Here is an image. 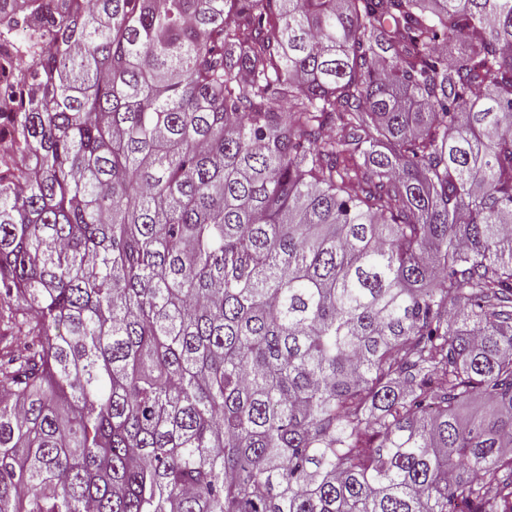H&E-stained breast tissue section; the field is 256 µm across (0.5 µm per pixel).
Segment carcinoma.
Wrapping results in <instances>:
<instances>
[{
  "mask_svg": "<svg viewBox=\"0 0 512 512\" xmlns=\"http://www.w3.org/2000/svg\"><path fill=\"white\" fill-rule=\"evenodd\" d=\"M28 15L0 512H512V0Z\"/></svg>",
  "mask_w": 512,
  "mask_h": 512,
  "instance_id": "cac0c4a2",
  "label": "carcinoma"
}]
</instances>
